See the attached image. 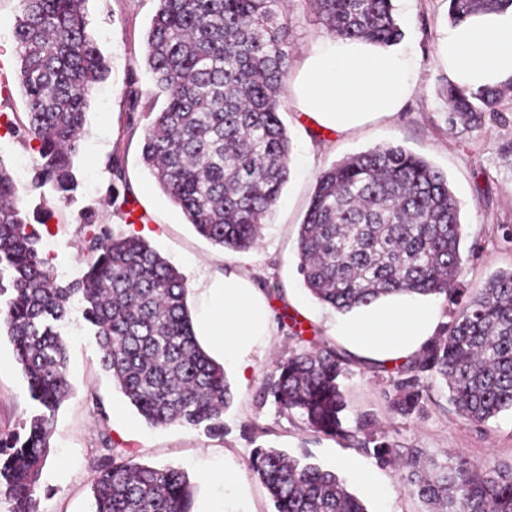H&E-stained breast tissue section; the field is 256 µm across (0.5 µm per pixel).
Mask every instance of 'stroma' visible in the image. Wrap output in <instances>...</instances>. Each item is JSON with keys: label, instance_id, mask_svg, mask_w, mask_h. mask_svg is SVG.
I'll use <instances>...</instances> for the list:
<instances>
[{"label": "stroma", "instance_id": "1", "mask_svg": "<svg viewBox=\"0 0 512 512\" xmlns=\"http://www.w3.org/2000/svg\"><path fill=\"white\" fill-rule=\"evenodd\" d=\"M156 9V0H87L85 4L87 32L110 73L91 93L74 160L77 187L69 202L62 204L52 185L32 187L38 155L11 131L27 110L15 79L13 27L20 2L0 0V161L24 188L26 212L41 220L36 227L38 253L54 268L59 284L80 279L86 270L79 248L80 215L91 210L114 234L146 239L184 274L191 315L203 312L205 291L214 282L226 273L242 272L260 288L274 313L285 310L297 315L322 340L353 352V344L342 334L344 314L317 302L303 285L297 236L317 175L346 157L386 143L403 146L447 175L461 206V287L474 292L496 272L512 270V241L503 236L504 228L512 227V92L504 96L497 112L485 115L479 128H450L442 95L448 71L438 57V41L448 24V0H394L403 30L401 42L412 47L419 64L417 88L399 112L338 134L319 130L298 111L294 98L286 99L280 118L292 145L291 176L262 230L260 245L247 252L215 247L198 235L141 162L151 101L142 99L138 111L130 112L126 91L132 84L143 92L152 87L145 56ZM288 22L293 48L290 72L295 75L327 31L305 0H291ZM116 153L124 158L130 197L144 215L135 223L106 204L109 163ZM61 333L68 347L72 391L51 425L39 512H91L90 480L106 438L130 449L139 462L182 468L194 486V512H210L215 506L221 512H274L265 487L247 463L258 445L305 455L311 462L336 469L350 490L363 497L369 512H425L424 504L410 493L403 471L377 465L347 441L315 435L299 415L260 403L258 394L275 358L295 347L280 323H273L270 334L250 350L246 377L227 370L232 400L224 411V433L219 437L201 427L147 424L103 370L93 330L79 308H72ZM343 390L349 419L373 414L376 430L387 433L398 448L420 449L440 463L452 453L474 461L489 457L512 461L510 410L480 426L466 423L454 414L446 390L436 385L424 415L395 416L369 358L360 355L348 368ZM33 409L13 346L0 335V433L15 430ZM228 466L241 473L239 488H225L222 476ZM362 469L376 471L383 495L366 494L357 480Z\"/></svg>", "mask_w": 512, "mask_h": 512}]
</instances>
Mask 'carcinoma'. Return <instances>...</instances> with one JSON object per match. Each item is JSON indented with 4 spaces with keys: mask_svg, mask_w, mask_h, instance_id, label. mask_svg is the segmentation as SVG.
<instances>
[{
    "mask_svg": "<svg viewBox=\"0 0 512 512\" xmlns=\"http://www.w3.org/2000/svg\"><path fill=\"white\" fill-rule=\"evenodd\" d=\"M86 0H21L13 28L16 79L26 96L22 138L37 142L35 186L50 183L63 203L75 188L89 97L108 67L86 32ZM328 32L381 47L403 31L393 0H304ZM512 0H448L450 23ZM293 53L285 0H158L147 35L152 99L141 159L198 234L248 251L288 183L291 141L279 117ZM512 91L446 88L448 124L481 126ZM109 169L111 206L128 204L122 160ZM22 191L0 164V330L35 402L18 429L0 435V497L10 512H38L37 491L50 424L71 392L67 344L59 327L73 298L83 303L101 365L154 427L203 425L224 432L231 400L224 366L200 346L183 274L147 241L115 235L95 214L80 219L84 277L65 286L38 255V235L21 208ZM460 204L448 177L401 145L375 147L323 170L297 238L298 271L311 295L340 313L393 296H442L453 307L404 363L387 374L384 397L396 416L422 415L440 380L456 415L483 425L512 410V270L476 294L457 287ZM352 356L318 340L276 362L260 399L296 413L314 433L353 441L381 464L405 471L427 512H512V462L475 464L456 455L438 465L416 448L400 450L372 430L370 415L345 426L342 378ZM91 483L92 512H193V485L172 466L135 461L105 439ZM249 468L275 512H368L333 469L276 448L251 451Z\"/></svg>",
    "mask_w": 512,
    "mask_h": 512,
    "instance_id": "obj_1",
    "label": "carcinoma"
}]
</instances>
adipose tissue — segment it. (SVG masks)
I'll use <instances>...</instances> for the list:
<instances>
[{"label": "adipose tissue", "instance_id": "ef3b65f1", "mask_svg": "<svg viewBox=\"0 0 512 512\" xmlns=\"http://www.w3.org/2000/svg\"><path fill=\"white\" fill-rule=\"evenodd\" d=\"M439 53L450 80L473 91L512 84V7L478 12L448 25ZM410 47H379L362 40L327 37L310 49L290 89L301 111L322 128L342 133L373 115L400 110L417 84ZM271 322L262 293L235 273L209 291L200 330L223 352L225 364L246 372L245 357ZM434 309L415 303L383 304L352 320L346 333L361 348L408 357L433 336Z\"/></svg>", "mask_w": 512, "mask_h": 512}]
</instances>
